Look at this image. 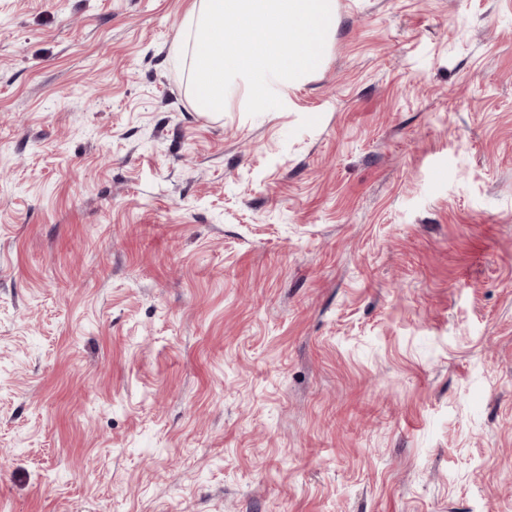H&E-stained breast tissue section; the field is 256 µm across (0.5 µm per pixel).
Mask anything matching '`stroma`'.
Instances as JSON below:
<instances>
[{
	"instance_id": "35a3bbf8",
	"label": "stroma",
	"mask_w": 512,
	"mask_h": 512,
	"mask_svg": "<svg viewBox=\"0 0 512 512\" xmlns=\"http://www.w3.org/2000/svg\"><path fill=\"white\" fill-rule=\"evenodd\" d=\"M197 0H0V512H512V0H336L197 112Z\"/></svg>"
}]
</instances>
